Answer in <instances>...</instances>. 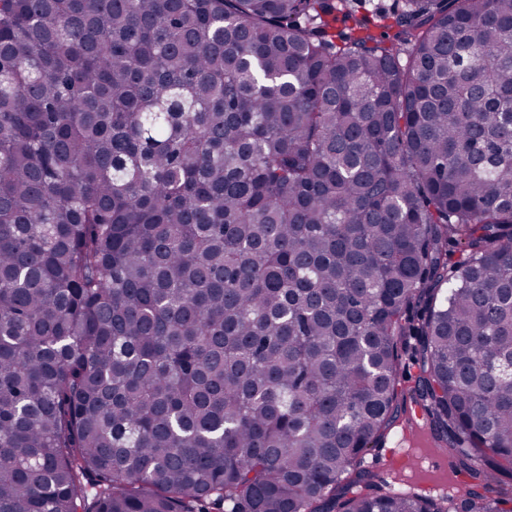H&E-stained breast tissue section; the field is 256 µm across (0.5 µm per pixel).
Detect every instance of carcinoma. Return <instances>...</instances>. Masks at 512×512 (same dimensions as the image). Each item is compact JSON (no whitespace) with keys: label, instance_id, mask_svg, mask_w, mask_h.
Returning a JSON list of instances; mask_svg holds the SVG:
<instances>
[{"label":"carcinoma","instance_id":"carcinoma-1","mask_svg":"<svg viewBox=\"0 0 512 512\" xmlns=\"http://www.w3.org/2000/svg\"><path fill=\"white\" fill-rule=\"evenodd\" d=\"M408 402L512 502V0H0V512H453ZM396 425L387 432L382 443L371 448L365 455L367 465L373 468L383 480L382 486L384 489H389L390 491L393 489H399L400 492H419L420 489H415V483L421 486V483L424 480H438L443 482L447 479L448 481V475H450L454 480L457 479L454 462L449 455L447 456V463H440L434 472H428L425 469L428 467L427 463L423 465V468H420L415 464H409L406 469L390 471L391 448H389V441L393 432L398 429ZM397 471H402L404 473L400 483H396L392 480L391 475Z\"/></svg>","mask_w":512,"mask_h":512}]
</instances>
